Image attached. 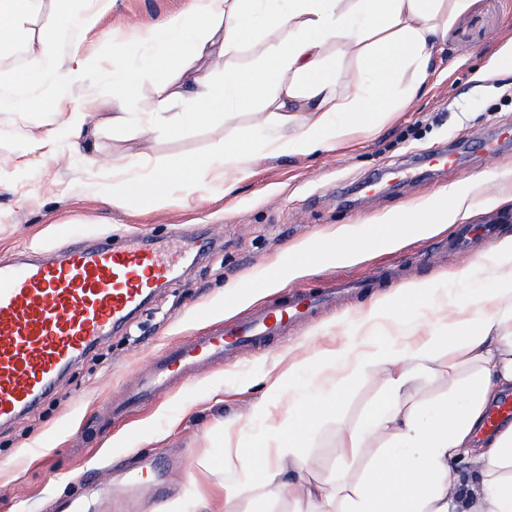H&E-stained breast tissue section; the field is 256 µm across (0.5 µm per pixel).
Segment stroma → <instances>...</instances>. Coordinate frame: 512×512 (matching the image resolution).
Here are the masks:
<instances>
[{"mask_svg": "<svg viewBox=\"0 0 512 512\" xmlns=\"http://www.w3.org/2000/svg\"><path fill=\"white\" fill-rule=\"evenodd\" d=\"M193 0H43L32 20L34 39L44 36L45 15L56 14L55 57L62 71L77 67V55L93 57L97 70L75 81L49 83L29 77L30 57L23 48L0 56V255L19 250L58 251L65 247L59 226L88 242L108 235H139L163 243L206 236L215 247L192 258L173 282L160 289L147 310L125 331L113 334L97 355L75 364L34 411L0 429V512H57L60 503L83 498L102 480L109 465L148 457L171 462L161 472L168 492L143 512H251V502L266 493L256 478L245 476L239 452L272 427L287 423L289 394H304L302 360L316 351L345 343L375 299L393 291L385 284L373 293L329 307L297 326L288 339L248 350L238 359L189 377L121 421L108 417L113 395L149 371L174 342L224 319L243 315L248 304L227 308L244 280L287 251L313 237L358 227L442 193L469 189L457 217L461 224L501 220L500 236H512V147L490 156L480 144L512 127V0H469L448 29L443 49L431 64V76L409 107L389 115L377 133L356 137L312 157L288 152L258 153L250 174L233 193L213 182L204 190L175 193L158 207L131 197L106 202L112 166L140 172L142 160L165 164L205 156L227 141L252 134L256 117L216 115L178 134H161L151 113L154 75L139 73V110L122 128L112 125L104 104L112 98L108 72L114 64H135L149 27L182 23ZM98 14L91 29L79 26L85 12ZM75 103L93 112L79 142L64 134L62 106ZM459 158L450 168L425 167L410 181L384 183L378 193L360 187L383 171L449 145ZM452 233L404 240L390 252L366 253L343 265L303 269L287 289L333 287L338 279L371 275L394 265L404 281H431L444 308L468 296L452 271H471L490 243L471 255L442 250ZM384 384L380 373L342 387L341 412L357 422L376 401ZM358 449L342 460L336 450V424H313L305 448V471L293 495L268 502L270 512H292L314 483L356 479L375 456ZM243 486V494L225 502L224 487Z\"/></svg>", "mask_w": 512, "mask_h": 512, "instance_id": "stroma-1", "label": "stroma"}]
</instances>
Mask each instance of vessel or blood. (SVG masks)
Masks as SVG:
<instances>
[{"label": "vessel or blood", "mask_w": 512, "mask_h": 512, "mask_svg": "<svg viewBox=\"0 0 512 512\" xmlns=\"http://www.w3.org/2000/svg\"><path fill=\"white\" fill-rule=\"evenodd\" d=\"M495 232L492 224H461L448 245L464 253L475 240ZM182 261V255L135 236L118 243L108 237L75 242L49 259L0 258V426L15 424L33 410L73 363L92 356L116 329L126 327L173 279ZM401 276L400 270L384 267L324 291L292 290L242 321L186 337L170 346L164 360L136 385L113 398L112 413L125 415L185 375L224 363L244 349L270 346L337 301ZM510 421L512 397H506L488 413L485 429L492 432ZM156 469L144 459L137 468L121 471L118 480L130 493L156 503L167 491Z\"/></svg>", "instance_id": "b4317fda"}]
</instances>
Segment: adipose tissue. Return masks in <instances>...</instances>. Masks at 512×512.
<instances>
[{
    "label": "adipose tissue",
    "instance_id": "obj_1",
    "mask_svg": "<svg viewBox=\"0 0 512 512\" xmlns=\"http://www.w3.org/2000/svg\"><path fill=\"white\" fill-rule=\"evenodd\" d=\"M42 0H0V50L20 43L39 64V74L57 75L52 43H28V26ZM467 0H195L189 25L159 26L146 36L142 68L158 76L155 109L160 129L172 134L214 113L233 118L260 115L264 135L247 143L228 142L212 155L185 157L150 166L136 178L113 172L106 200L135 195L157 205L172 201L173 190L204 189L209 179L232 191L247 175L256 152L288 151L309 156L353 135L377 130L393 110L406 107L427 76L432 56ZM279 33L275 42L253 40L254 25ZM252 42L254 59L228 69L220 81L202 71L204 62L224 58ZM354 67H346L345 59ZM112 122L124 125L139 101L132 68L110 70ZM299 123L291 138L284 132ZM464 195H440L422 206L383 216L386 224L407 225L421 238L454 221ZM366 239L371 251L393 248L396 237L377 235L375 226L349 231L326 246L325 259L353 260L354 242ZM493 285L458 303L449 333L432 331L418 341L375 336L371 349L349 341L338 350L308 356L303 365L318 387L307 416L289 421L272 439L253 443L238 457L248 476L292 490L302 470L301 452L312 421L336 422L341 452L378 447L365 475L333 489L316 487L296 512H512V424L492 436L482 428L497 391L512 386V237L498 242L490 261H477ZM417 306L433 298L429 281L405 283L377 300L372 321L402 318L406 297ZM448 348V391L423 413L415 401L420 378L436 371L438 349ZM380 370L386 385L380 402L360 426L345 421L339 406L342 383ZM288 449L282 463L273 447Z\"/></svg>",
    "mask_w": 512,
    "mask_h": 512
}]
</instances>
